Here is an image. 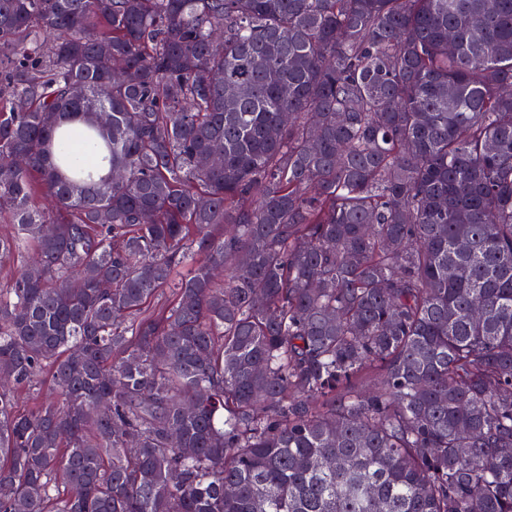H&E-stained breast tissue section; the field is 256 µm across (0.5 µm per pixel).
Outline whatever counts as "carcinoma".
Here are the masks:
<instances>
[{
	"label": "carcinoma",
	"mask_w": 512,
	"mask_h": 512,
	"mask_svg": "<svg viewBox=\"0 0 512 512\" xmlns=\"http://www.w3.org/2000/svg\"><path fill=\"white\" fill-rule=\"evenodd\" d=\"M0 222V512H512V0H0Z\"/></svg>",
	"instance_id": "1"
}]
</instances>
